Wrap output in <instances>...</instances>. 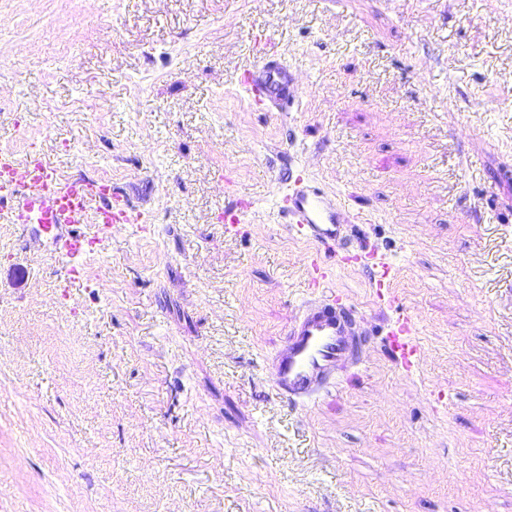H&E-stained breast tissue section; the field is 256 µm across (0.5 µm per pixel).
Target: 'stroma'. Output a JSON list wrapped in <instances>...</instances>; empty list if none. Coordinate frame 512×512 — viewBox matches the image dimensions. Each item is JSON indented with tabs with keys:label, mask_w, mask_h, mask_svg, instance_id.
<instances>
[{
	"label": "stroma",
	"mask_w": 512,
	"mask_h": 512,
	"mask_svg": "<svg viewBox=\"0 0 512 512\" xmlns=\"http://www.w3.org/2000/svg\"><path fill=\"white\" fill-rule=\"evenodd\" d=\"M268 40L280 111L239 85ZM1 150L143 221L69 288L0 224V512H512V0H0ZM301 165L422 347L405 374L319 252L364 347L306 407L265 363L310 296Z\"/></svg>",
	"instance_id": "1"
}]
</instances>
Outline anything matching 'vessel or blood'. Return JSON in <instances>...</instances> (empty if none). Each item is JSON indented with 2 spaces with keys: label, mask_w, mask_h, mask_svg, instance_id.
<instances>
[{
  "label": "vessel or blood",
  "mask_w": 512,
  "mask_h": 512,
  "mask_svg": "<svg viewBox=\"0 0 512 512\" xmlns=\"http://www.w3.org/2000/svg\"><path fill=\"white\" fill-rule=\"evenodd\" d=\"M243 83L253 103L275 108L292 104L302 92L291 68L275 61L247 70ZM278 212L292 233L314 244L342 249V262L361 263V254L346 247L342 226L349 212L337 195L300 183L279 201ZM142 219L108 182L62 180L37 150L22 158L0 152V223L34 224L47 233L57 256L69 265L70 280L79 279L83 259L94 253L113 225L138 224ZM88 224L95 226V234L85 232ZM370 268L378 307H395L393 284L400 267L379 258ZM351 313L350 305L333 295L305 301L283 343L267 360L277 396L308 403L335 384L357 348ZM387 347L405 372L418 368L422 350L412 315L402 314L392 321Z\"/></svg>",
  "instance_id": "b4317fda"
}]
</instances>
